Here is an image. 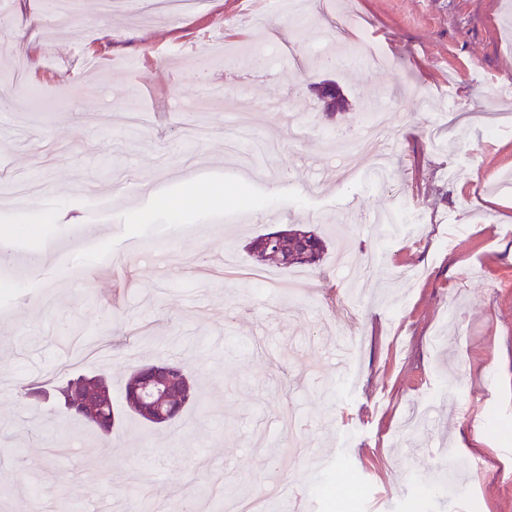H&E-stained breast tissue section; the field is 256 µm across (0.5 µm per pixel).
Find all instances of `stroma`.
<instances>
[{
    "label": "stroma",
    "mask_w": 512,
    "mask_h": 512,
    "mask_svg": "<svg viewBox=\"0 0 512 512\" xmlns=\"http://www.w3.org/2000/svg\"><path fill=\"white\" fill-rule=\"evenodd\" d=\"M303 9L145 18L125 0L100 29L97 0L48 27L46 0H0V186L40 187L0 227L38 228L21 256L65 250L63 212L103 230L95 288L61 265L33 282L21 257L0 280V512H172L191 492L224 512L270 482L308 512H512V192L492 188L512 171V100L483 93L512 83V0ZM325 80L346 111L326 114ZM377 106L388 185L367 167L337 183L321 137L358 135ZM239 125L280 150L228 151ZM201 191L224 201L185 206ZM399 208L417 224L374 218ZM273 213L328 245L319 266L263 267L300 278L291 297L224 278L225 254L258 266L247 245ZM181 359L200 403L162 429L128 417L102 437L20 396L99 373L117 403L133 366Z\"/></svg>",
    "instance_id": "stroma-1"
}]
</instances>
